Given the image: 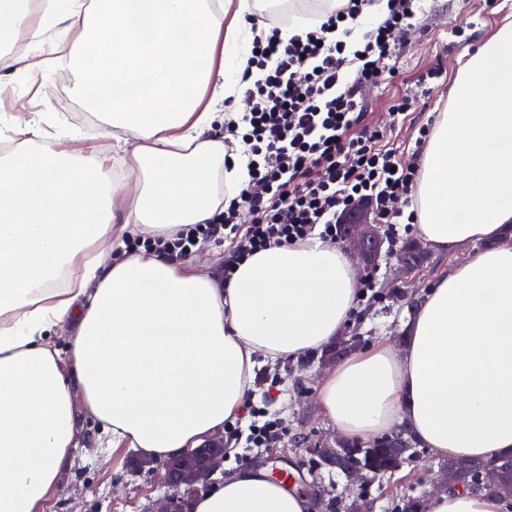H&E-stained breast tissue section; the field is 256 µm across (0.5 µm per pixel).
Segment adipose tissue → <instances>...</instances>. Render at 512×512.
Returning <instances> with one entry per match:
<instances>
[{
	"instance_id": "obj_1",
	"label": "adipose tissue",
	"mask_w": 512,
	"mask_h": 512,
	"mask_svg": "<svg viewBox=\"0 0 512 512\" xmlns=\"http://www.w3.org/2000/svg\"><path fill=\"white\" fill-rule=\"evenodd\" d=\"M0 0V71L60 67L124 135L112 181L101 159L45 145L40 112L0 157V512H44L79 446V416L105 448L148 460L197 447L236 418L256 357L275 362L341 339L360 288L343 249L313 238L237 264L228 283L147 248L113 258L128 232L172 237L210 224L249 180L209 137L240 99L254 39L248 0H57L52 25ZM78 40H71V33ZM416 232L453 257L403 329L319 381L325 419L369 439L408 424L440 459L512 454V25L466 64L427 142ZM483 242L476 254L469 247ZM68 337L59 352L54 331ZM497 494L440 491L427 512H505ZM310 499L248 472L193 512H311Z\"/></svg>"
}]
</instances>
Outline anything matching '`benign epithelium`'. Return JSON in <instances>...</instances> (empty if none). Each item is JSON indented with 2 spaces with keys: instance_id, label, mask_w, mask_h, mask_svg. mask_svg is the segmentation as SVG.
I'll use <instances>...</instances> for the list:
<instances>
[{
  "instance_id": "obj_1",
  "label": "benign epithelium",
  "mask_w": 512,
  "mask_h": 512,
  "mask_svg": "<svg viewBox=\"0 0 512 512\" xmlns=\"http://www.w3.org/2000/svg\"><path fill=\"white\" fill-rule=\"evenodd\" d=\"M343 244L350 252L356 266L367 270L374 266L382 255L385 240L379 225L372 218L371 207L359 200L349 206L338 217ZM296 446L303 451L320 458L321 462L336 467L346 473L351 497L348 498L346 512H372V504L357 490L371 478L372 470L368 467L348 466L345 454L351 449L344 447L342 437L336 435L332 440H320L309 444L304 437H298ZM395 460L393 471L401 470L413 461L414 456L409 442L401 433L391 437L388 444ZM224 436H215L205 441L198 448L171 458L161 464L136 458L131 461L135 471H147L156 475L163 495L147 504L143 512H190L189 503L199 492L215 482V476L224 474ZM470 464L466 462H449L438 472L433 482L435 490L461 489L469 484L467 472ZM512 472V456L499 457L476 468L478 487L496 491L503 480Z\"/></svg>"
}]
</instances>
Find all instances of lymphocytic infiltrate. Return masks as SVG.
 Listing matches in <instances>:
<instances>
[{
    "label": "lymphocytic infiltrate",
    "mask_w": 512,
    "mask_h": 512,
    "mask_svg": "<svg viewBox=\"0 0 512 512\" xmlns=\"http://www.w3.org/2000/svg\"><path fill=\"white\" fill-rule=\"evenodd\" d=\"M420 0H389L386 18L349 50L347 36L369 0H346L320 24L285 39L280 27L255 36L246 88L247 106L225 128L241 136L250 181L215 223L194 224L175 237H156L149 248L186 256L204 240L233 246L225 276L235 264L271 246L312 236L339 238L338 216L353 201H371L380 223H415L413 194L421 174L429 126H421L412 160L383 144V133L364 124L357 88L399 72L395 39L408 29ZM354 63L352 79L343 68ZM402 208H395V201Z\"/></svg>",
    "instance_id": "1"
}]
</instances>
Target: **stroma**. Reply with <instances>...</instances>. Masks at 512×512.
<instances>
[{
	"label": "stroma",
	"mask_w": 512,
	"mask_h": 512,
	"mask_svg": "<svg viewBox=\"0 0 512 512\" xmlns=\"http://www.w3.org/2000/svg\"><path fill=\"white\" fill-rule=\"evenodd\" d=\"M424 8L418 22L398 39V75L359 90L366 123L381 129L387 141L408 150L415 146L420 125L447 110L463 64L497 29L512 23V0H492L488 5L483 0H425ZM435 67L440 68L441 76L431 82L430 95H423L419 78ZM60 80L54 71L44 76L39 87L20 83L18 76L12 74L0 77V92L7 88L14 91L9 98L0 95V136L10 137L13 127L24 124L31 113L66 108L71 113L67 127L82 136L86 151L102 153L111 167L123 163L124 156L116 152L100 115H93L88 121L76 120V113L82 112L83 107L76 98L61 99ZM399 96L409 98L414 106L407 114L396 117L389 106ZM451 263V257L431 252L423 267L407 280L397 279L384 262L359 276L362 289L356 312L345 328L346 335L362 336L370 345L384 336H398L408 313L401 291L429 288ZM318 366L315 359H288L274 364L257 360L248 401L233 424L244 430L253 420H273L284 433L270 448H250L242 440L233 443L224 461L225 474L244 469L254 472L277 464L302 476L301 491L325 486L336 497L346 496L344 475L325 467L308 470L306 455L295 452L292 444L297 433L314 439L329 431L318 402L319 379L314 375ZM80 429L82 446L76 450L75 464L64 478V491L47 502L45 512H142L148 501L160 493L155 477L130 469L128 461L134 456V449L120 448L107 456L97 455L101 427L93 418L81 416ZM437 469L433 453L422 448L414 462L395 476L383 475L366 483L374 512H393L401 493L419 488L421 481L430 480Z\"/></svg>",
	"instance_id": "stroma-1"
}]
</instances>
